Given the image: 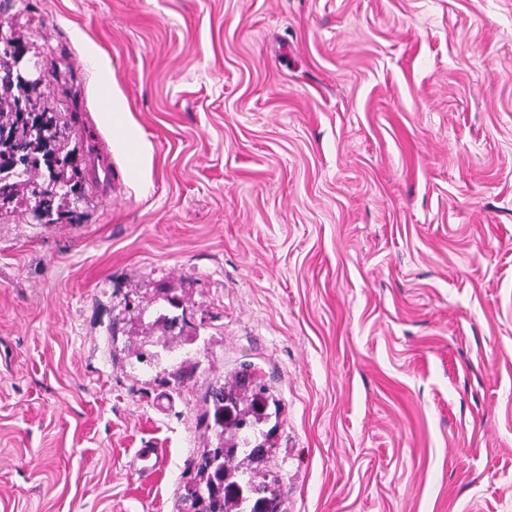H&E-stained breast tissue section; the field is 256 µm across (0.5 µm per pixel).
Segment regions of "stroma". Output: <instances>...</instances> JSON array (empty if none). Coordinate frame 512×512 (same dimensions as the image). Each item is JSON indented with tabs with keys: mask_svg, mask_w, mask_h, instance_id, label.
Returning <instances> with one entry per match:
<instances>
[{
	"mask_svg": "<svg viewBox=\"0 0 512 512\" xmlns=\"http://www.w3.org/2000/svg\"><path fill=\"white\" fill-rule=\"evenodd\" d=\"M0 18L85 159L69 217L0 213V512H185L203 394L245 363L280 512H512V0ZM166 294L188 325L148 366Z\"/></svg>",
	"mask_w": 512,
	"mask_h": 512,
	"instance_id": "stroma-1",
	"label": "stroma"
}]
</instances>
